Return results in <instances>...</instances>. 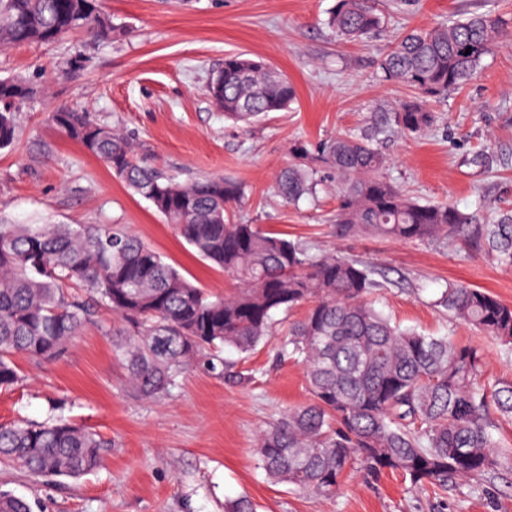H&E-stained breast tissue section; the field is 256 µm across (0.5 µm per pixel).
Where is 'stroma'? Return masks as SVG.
Segmentation results:
<instances>
[{"label":"stroma","mask_w":512,"mask_h":512,"mask_svg":"<svg viewBox=\"0 0 512 512\" xmlns=\"http://www.w3.org/2000/svg\"><path fill=\"white\" fill-rule=\"evenodd\" d=\"M336 0H100L114 25L103 39L77 32L59 42L0 50V78L21 77L40 93L16 112L20 137L0 150V220L10 224H123L193 283L223 294L235 283L200 260L152 205L131 194L99 159L50 120L64 105L133 139L143 165L178 181L221 175L244 196L234 221L340 252L382 270L374 305L404 327L451 335L484 352L486 377L512 381V350L454 321L435 301L462 281L512 304V267L455 245L381 237L337 238L336 196L288 204L275 179L293 164L291 146L363 132L410 97L379 62L406 29L490 14L505 24L466 84L430 101L428 131L383 135L385 174L420 202L487 213L512 209V0H378L379 32L346 42L326 20ZM230 53L265 59L293 83L297 101L244 126L226 120L208 84ZM113 316L96 312L53 362L18 358L25 379L0 390V424L41 422L51 412L111 440L101 466L80 479L0 468V490L34 512H224L249 496L258 512H512V473L460 481L436 493L396 473L358 472L333 499L289 490L259 468L255 439L266 423L306 402L300 365L277 359L287 329L243 357L225 351L235 376L196 364L171 393L141 398L112 352Z\"/></svg>","instance_id":"obj_1"}]
</instances>
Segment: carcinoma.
<instances>
[{"label": "carcinoma", "instance_id": "obj_1", "mask_svg": "<svg viewBox=\"0 0 512 512\" xmlns=\"http://www.w3.org/2000/svg\"><path fill=\"white\" fill-rule=\"evenodd\" d=\"M94 4L0 0V49L78 30L106 37L112 23ZM327 24L357 42L382 17L375 0H336ZM502 34L500 19L476 14L400 36L380 69L415 97L398 103L390 121L411 134L433 125L426 101L459 89ZM208 91L224 118L243 123L287 111L296 99L284 73L243 54L224 58ZM34 95L19 78L0 79V149L14 145V110ZM51 119L175 225L199 257L231 276L235 288L207 292L121 224H0V388L24 379L15 355L57 359L99 304L117 323L112 347L129 386L158 399L203 353L211 371L236 377L221 351L251 353L272 335L275 314L308 303L278 356L304 367L310 397L259 432L255 451L266 475L333 498L357 465L371 473L396 471L414 486L438 491L459 480L483 481L504 467L494 415L512 417V382L482 381L475 347L403 328L377 310L368 297L384 287L380 269L336 253L316 256L302 241L231 221L228 207L243 195L239 183L217 175L182 183L148 168L126 135L85 112L59 106ZM380 133H342L313 152L294 144V157L316 167L283 170L278 193L289 203L315 195L321 166L336 174V236L451 241L512 266V213L487 216L415 201L383 176ZM436 303L512 349L511 305L464 283L448 284ZM110 447L61 417L0 425V463L36 475L79 479L100 466ZM0 512L32 507L0 491Z\"/></svg>", "mask_w": 512, "mask_h": 512}]
</instances>
